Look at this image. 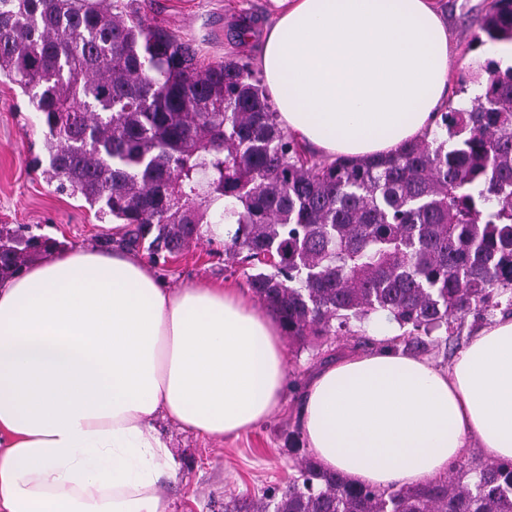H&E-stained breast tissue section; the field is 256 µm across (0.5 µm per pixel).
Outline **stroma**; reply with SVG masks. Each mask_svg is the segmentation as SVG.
Instances as JSON below:
<instances>
[{"label": "stroma", "mask_w": 512, "mask_h": 512, "mask_svg": "<svg viewBox=\"0 0 512 512\" xmlns=\"http://www.w3.org/2000/svg\"><path fill=\"white\" fill-rule=\"evenodd\" d=\"M448 22L452 74L445 109L467 104L470 84L465 73L491 61V44L475 39L474 22L491 7L492 0H435ZM273 11L271 0H154L148 19L161 22L180 38L189 40L202 61L230 56L254 62L264 26ZM250 19L251 40L239 46L235 32L241 19ZM48 166L44 136L36 112L17 85L0 78V226L25 224L64 246L100 245L99 218L83 198L57 192L43 171ZM206 241L192 243L173 262H156L158 273L171 287L189 279L224 281L239 286L246 280L237 264L214 255ZM490 315L470 313L451 336L424 337L422 345H409L394 336L395 345L408 353L448 366L473 333L489 323ZM372 333H351L306 345L286 343L288 391L283 408L261 426L217 445L171 424L162 429L181 463L176 482L165 494L173 512H224L225 502L258 496L269 486H287L297 477L310 449L293 451L299 439L297 399L311 374L322 364L357 351L379 347Z\"/></svg>", "instance_id": "obj_1"}]
</instances>
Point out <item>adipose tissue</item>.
I'll list each match as a JSON object with an SVG mask.
<instances>
[{"label":"adipose tissue","instance_id":"ef3b65f1","mask_svg":"<svg viewBox=\"0 0 512 512\" xmlns=\"http://www.w3.org/2000/svg\"><path fill=\"white\" fill-rule=\"evenodd\" d=\"M256 65L278 121L333 158L391 154L431 131L452 60L434 0H274ZM113 247L49 250L0 281V512H172L180 464L158 420L214 443L285 402L280 321L241 289L169 287ZM299 430L356 486L447 476L469 441L512 460V314L445 369L391 347L313 374Z\"/></svg>","mask_w":512,"mask_h":512}]
</instances>
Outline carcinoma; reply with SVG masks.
<instances>
[{
  "label": "carcinoma",
  "instance_id": "obj_1",
  "mask_svg": "<svg viewBox=\"0 0 512 512\" xmlns=\"http://www.w3.org/2000/svg\"><path fill=\"white\" fill-rule=\"evenodd\" d=\"M147 0H0V74L44 125L49 181L126 225L150 257L236 217L224 252L288 339L384 314L409 336L512 308V66L395 155L320 160L277 121L240 58L204 64ZM477 34L512 43V0ZM216 200L225 207L211 212ZM57 242L0 229V278ZM224 512H512V462L412 488L356 487L307 462L288 488Z\"/></svg>",
  "mask_w": 512,
  "mask_h": 512
}]
</instances>
